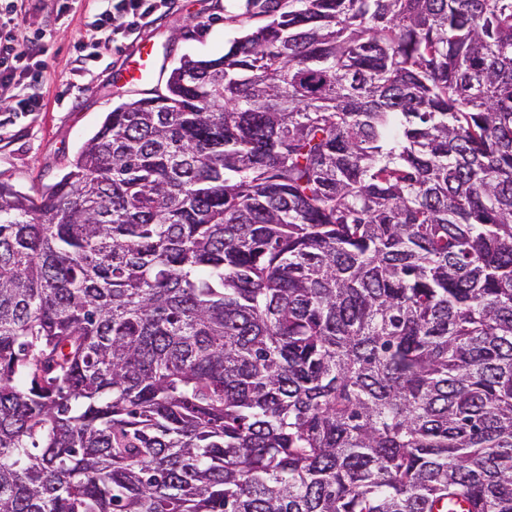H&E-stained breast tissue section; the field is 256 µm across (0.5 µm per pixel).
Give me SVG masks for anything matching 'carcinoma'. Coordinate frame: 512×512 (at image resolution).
Wrapping results in <instances>:
<instances>
[{
	"instance_id": "cac0c4a2",
	"label": "carcinoma",
	"mask_w": 512,
	"mask_h": 512,
	"mask_svg": "<svg viewBox=\"0 0 512 512\" xmlns=\"http://www.w3.org/2000/svg\"><path fill=\"white\" fill-rule=\"evenodd\" d=\"M247 8L0 182V512H512V0Z\"/></svg>"
}]
</instances>
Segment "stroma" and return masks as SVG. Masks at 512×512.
Returning a JSON list of instances; mask_svg holds the SVG:
<instances>
[{"label":"stroma","instance_id":"1","mask_svg":"<svg viewBox=\"0 0 512 512\" xmlns=\"http://www.w3.org/2000/svg\"><path fill=\"white\" fill-rule=\"evenodd\" d=\"M56 0H25L16 11L17 28L39 45L42 75L38 112H19L0 93V181L30 193L58 181L66 165L100 127L106 112L150 89L164 88L181 59L223 55L229 43L263 24L248 14L246 0H158L148 23L130 39L118 40L103 61L85 64L76 45L84 32L82 5L66 14ZM157 62L148 81L133 85L123 69L139 44Z\"/></svg>","mask_w":512,"mask_h":512}]
</instances>
